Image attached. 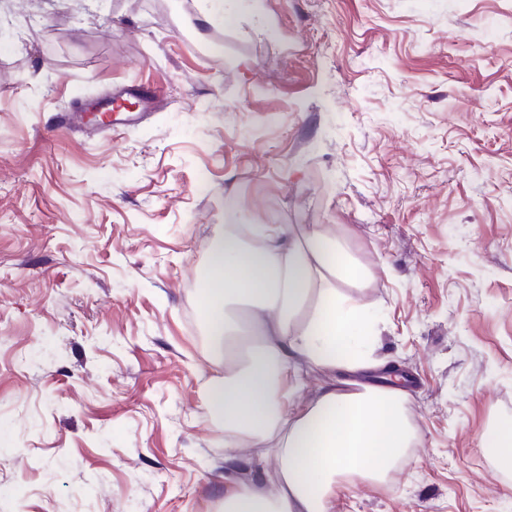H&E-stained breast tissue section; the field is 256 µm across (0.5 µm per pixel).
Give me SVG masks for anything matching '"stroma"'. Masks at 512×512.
<instances>
[{"label":"stroma","mask_w":512,"mask_h":512,"mask_svg":"<svg viewBox=\"0 0 512 512\" xmlns=\"http://www.w3.org/2000/svg\"><path fill=\"white\" fill-rule=\"evenodd\" d=\"M245 5L0 0V512H219L227 224L335 235L411 375L408 448L336 512H512V0ZM131 82L135 124H51Z\"/></svg>","instance_id":"1"}]
</instances>
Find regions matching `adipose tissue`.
Segmentation results:
<instances>
[{"label":"adipose tissue","instance_id":"1","mask_svg":"<svg viewBox=\"0 0 512 512\" xmlns=\"http://www.w3.org/2000/svg\"><path fill=\"white\" fill-rule=\"evenodd\" d=\"M360 278L338 240L281 224L224 231L209 254L205 319L223 376L205 398L224 429V512H336L341 489L384 482L410 431L395 375L354 393L348 377L382 368L371 317L338 284ZM332 373L312 403L298 400L302 370ZM245 443L268 444L275 492L237 481Z\"/></svg>","mask_w":512,"mask_h":512}]
</instances>
